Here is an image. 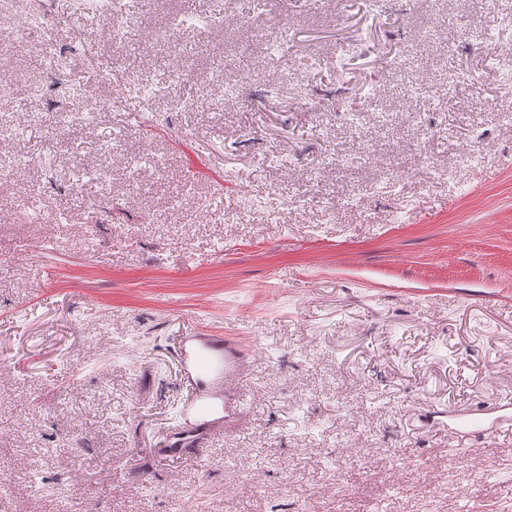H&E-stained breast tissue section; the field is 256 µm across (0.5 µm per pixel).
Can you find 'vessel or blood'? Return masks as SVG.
Here are the masks:
<instances>
[{
	"instance_id": "obj_1",
	"label": "vessel or blood",
	"mask_w": 512,
	"mask_h": 512,
	"mask_svg": "<svg viewBox=\"0 0 512 512\" xmlns=\"http://www.w3.org/2000/svg\"><path fill=\"white\" fill-rule=\"evenodd\" d=\"M175 355L183 370L186 384L191 389V398L180 413L194 415V422L183 420L169 432L166 450L169 457L178 458L201 446L212 433L213 423L209 418L210 385H217L226 395L238 396L239 386L246 378L252 363V355L237 340L226 336L203 334L197 336L193 348L178 347ZM458 432L470 435L488 434L485 413L452 411L448 414Z\"/></svg>"
}]
</instances>
